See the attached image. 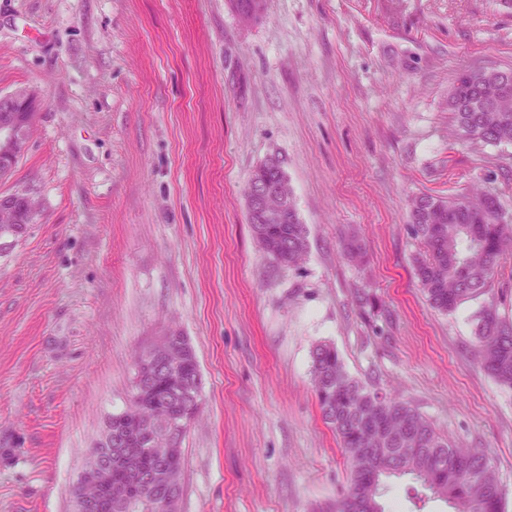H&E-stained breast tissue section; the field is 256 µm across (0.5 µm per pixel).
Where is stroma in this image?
<instances>
[{"label": "stroma", "instance_id": "35a3bbf8", "mask_svg": "<svg viewBox=\"0 0 512 512\" xmlns=\"http://www.w3.org/2000/svg\"><path fill=\"white\" fill-rule=\"evenodd\" d=\"M512 68V0H0V93L43 103L0 193L35 223L0 248V512H74L135 356L180 330L202 374L180 512H320L348 464L311 352L487 449L512 512V390L474 356L472 314L433 309L409 201L489 187L512 216V146L456 139L461 70ZM278 157L308 229L288 269L248 222ZM364 244V264L343 243ZM367 303H359V294Z\"/></svg>", "mask_w": 512, "mask_h": 512}]
</instances>
